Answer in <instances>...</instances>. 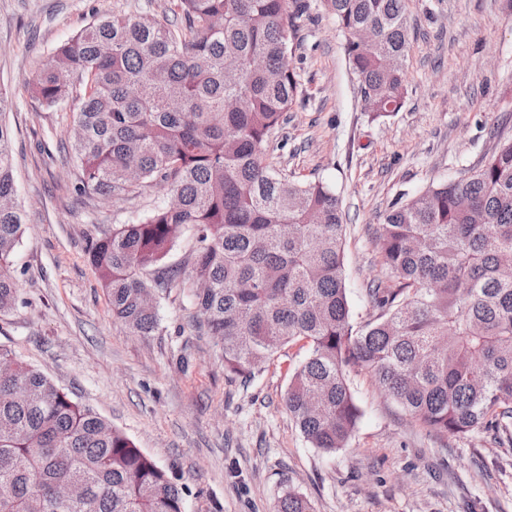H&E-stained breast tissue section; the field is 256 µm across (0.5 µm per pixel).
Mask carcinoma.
Listing matches in <instances>:
<instances>
[{"instance_id":"1","label":"carcinoma","mask_w":512,"mask_h":512,"mask_svg":"<svg viewBox=\"0 0 512 512\" xmlns=\"http://www.w3.org/2000/svg\"><path fill=\"white\" fill-rule=\"evenodd\" d=\"M346 38L367 110L398 112L411 29L404 0H322ZM292 0H171L173 18L101 16L58 46L28 83L47 108L75 103L74 191L112 196L167 186L175 203L91 242L112 319L146 336L157 297L191 294L195 322L220 338L224 369L245 378L303 343L284 406L311 447H345L361 417L349 373H367L438 437L483 434L512 446V135L484 162L433 182L381 217L384 280L376 314L352 321L345 224L323 181L289 179L263 161L298 95ZM243 98L241 111L224 101ZM11 98L0 87V317L21 302L13 257L16 200ZM196 247L165 265L181 229ZM0 512H184L183 489L121 430L43 371L0 346ZM61 483L82 489L55 495ZM276 512H313L288 490Z\"/></svg>"}]
</instances>
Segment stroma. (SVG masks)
<instances>
[{"label": "stroma", "instance_id": "stroma-1", "mask_svg": "<svg viewBox=\"0 0 512 512\" xmlns=\"http://www.w3.org/2000/svg\"><path fill=\"white\" fill-rule=\"evenodd\" d=\"M301 7L291 36L299 93L271 135L266 160L299 181L322 180L342 202L345 287L354 322L374 313L366 285L385 276L378 218L432 181L491 152V128L512 116V15L498 0H406L414 31L406 102L385 119L366 112L345 38L320 0ZM168 0H0V85L11 95L14 176L26 225L14 254L22 302L0 318V345L43 370L123 431L185 486V512H275L295 490L314 512H512V447L482 436L440 439L414 426L365 373L352 374L362 416L346 448L323 453L284 408L306 351H279L245 380L224 371L215 337L191 321L189 296L158 304L149 336L112 321L87 255L92 240L168 200L72 186L64 146L71 109L38 104L24 82L98 15L162 17Z\"/></svg>", "mask_w": 512, "mask_h": 512}]
</instances>
